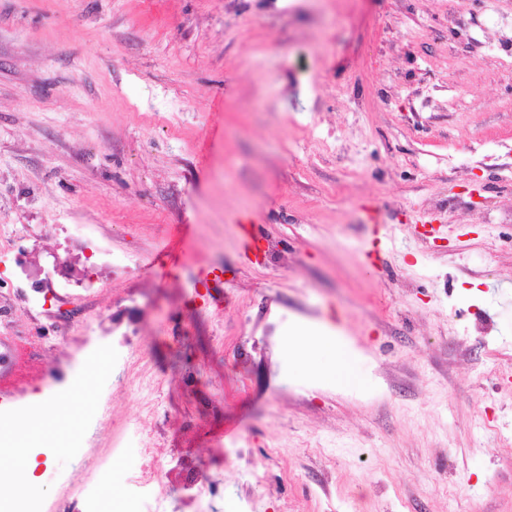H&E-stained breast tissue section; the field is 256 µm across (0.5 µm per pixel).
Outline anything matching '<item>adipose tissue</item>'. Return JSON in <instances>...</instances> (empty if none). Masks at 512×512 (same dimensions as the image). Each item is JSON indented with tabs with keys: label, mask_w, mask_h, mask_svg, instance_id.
<instances>
[{
	"label": "adipose tissue",
	"mask_w": 512,
	"mask_h": 512,
	"mask_svg": "<svg viewBox=\"0 0 512 512\" xmlns=\"http://www.w3.org/2000/svg\"><path fill=\"white\" fill-rule=\"evenodd\" d=\"M322 356L321 365L332 383L344 386L360 385L356 372L358 354L340 330L324 326L320 333L292 336L288 339V354L303 368H312L313 353ZM38 415H18L6 439H0V468H7L17 478L13 493L20 494L36 484L39 462L31 452L30 444L42 432Z\"/></svg>",
	"instance_id": "obj_1"
}]
</instances>
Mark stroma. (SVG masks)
Wrapping results in <instances>:
<instances>
[{
  "instance_id": "obj_1",
  "label": "stroma",
  "mask_w": 512,
  "mask_h": 512,
  "mask_svg": "<svg viewBox=\"0 0 512 512\" xmlns=\"http://www.w3.org/2000/svg\"><path fill=\"white\" fill-rule=\"evenodd\" d=\"M279 244L246 258L243 228ZM389 239L380 261L377 234ZM0 337L41 378L43 512L143 461L254 512H512V0H0ZM126 257L33 307L84 241ZM340 326L364 383L299 375ZM131 327L124 383L88 337ZM90 377L86 399L76 376ZM59 276L61 279L46 276L43 279L32 281L29 288L33 292V301L38 302L43 299L46 302L48 295L57 297L59 296V289L71 286L72 282L69 277ZM85 470L102 473L106 471L105 462L90 459L85 463L83 471L69 474L67 480L80 491L85 506L84 512H106L104 510L105 486L90 480Z\"/></svg>"
}]
</instances>
